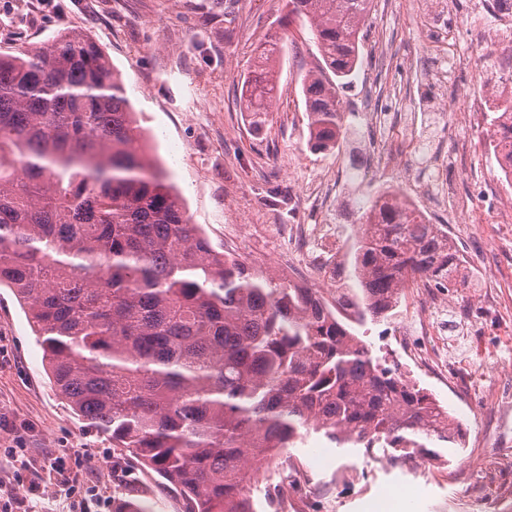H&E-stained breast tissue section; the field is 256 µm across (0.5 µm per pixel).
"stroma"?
<instances>
[{
  "instance_id": "1",
  "label": "stroma",
  "mask_w": 512,
  "mask_h": 512,
  "mask_svg": "<svg viewBox=\"0 0 512 512\" xmlns=\"http://www.w3.org/2000/svg\"><path fill=\"white\" fill-rule=\"evenodd\" d=\"M454 16L437 26L428 0H374L361 62L339 91L345 129L338 148L308 146L302 77L319 53L309 24L288 18L286 0H0V53L50 43L69 29L89 34L121 73L153 155L181 191L193 223L212 244L256 264L287 259L297 280L324 251L344 240L351 254L354 221L377 189L423 193L431 158L441 157L450 187L431 223L446 225L466 261V287L446 293L439 317L448 338L446 367L415 379L460 421L466 446L452 458L416 463L341 457L312 440L293 451L306 477L285 492L288 512H383L392 484L412 483L413 512H504L512 494V415L495 411L512 398V234L491 224L472 181L493 176L482 131L448 121L446 104L478 90L470 32L482 28L481 0H454ZM287 44L279 64V99L262 133L250 128L240 100L255 46L272 35ZM455 59L452 80L436 81L440 56ZM410 138L399 169L378 154ZM373 174L362 182L358 172ZM291 224H318L321 238L297 240ZM418 289L394 315L367 323L377 354L398 359L387 330L417 317ZM75 455L65 475L51 455ZM111 441L85 426L54 390L36 332L11 288H0V512H115L119 500L153 512H186L180 490L133 458L113 477Z\"/></svg>"
}]
</instances>
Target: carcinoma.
I'll use <instances>...</instances> for the list:
<instances>
[{
  "label": "carcinoma",
  "instance_id": "carcinoma-1",
  "mask_svg": "<svg viewBox=\"0 0 512 512\" xmlns=\"http://www.w3.org/2000/svg\"><path fill=\"white\" fill-rule=\"evenodd\" d=\"M373 0H287L322 62L302 80L308 145H339V88ZM280 41L242 84L261 133ZM127 91L80 31L0 54V286L37 328L56 391L87 424L178 487L187 512H255L253 485L311 436L342 455L431 459L461 423L357 334L405 289L466 283L441 224L401 201L359 218L351 316L317 290L217 251L146 151ZM494 150L512 170V112Z\"/></svg>",
  "mask_w": 512,
  "mask_h": 512
}]
</instances>
